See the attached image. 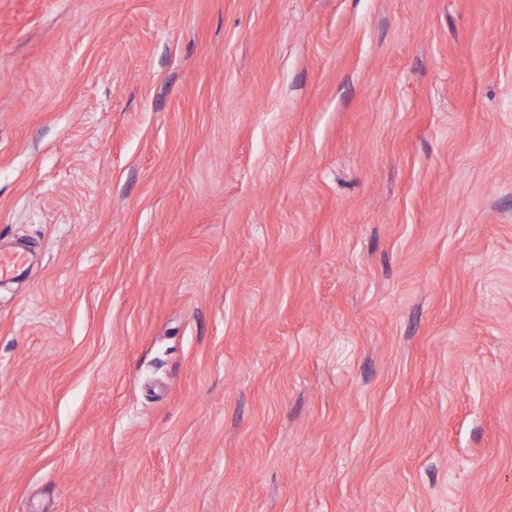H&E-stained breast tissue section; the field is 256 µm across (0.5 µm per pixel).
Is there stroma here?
Segmentation results:
<instances>
[{
    "instance_id": "obj_1",
    "label": "stroma",
    "mask_w": 512,
    "mask_h": 512,
    "mask_svg": "<svg viewBox=\"0 0 512 512\" xmlns=\"http://www.w3.org/2000/svg\"><path fill=\"white\" fill-rule=\"evenodd\" d=\"M0 512H512V0H0Z\"/></svg>"
}]
</instances>
